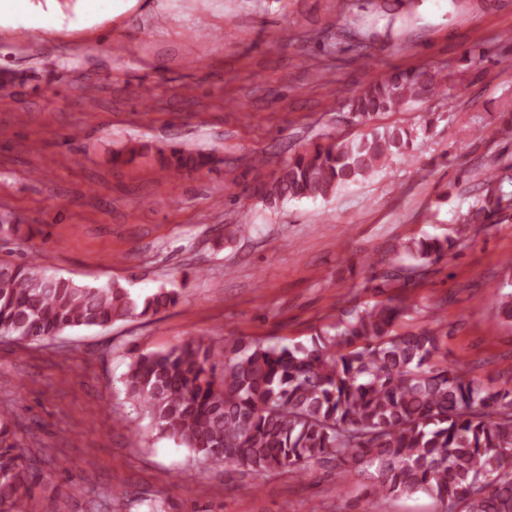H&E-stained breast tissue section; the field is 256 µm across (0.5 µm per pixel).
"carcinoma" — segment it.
I'll return each mask as SVG.
<instances>
[{"label": "carcinoma", "mask_w": 512, "mask_h": 512, "mask_svg": "<svg viewBox=\"0 0 512 512\" xmlns=\"http://www.w3.org/2000/svg\"><path fill=\"white\" fill-rule=\"evenodd\" d=\"M440 72L396 68L366 81L348 97L351 120L372 126L386 112L441 92ZM416 129L378 127L360 136H327L295 153L254 194L270 208L293 199L328 200L349 184L375 176L408 156ZM210 153L173 149L164 172L203 167ZM492 193L466 221L503 209ZM448 237L409 238L416 263L373 261L377 289L404 288L420 268L448 254ZM498 314L512 322V294H493ZM180 292L162 289L143 299L116 283L88 286L49 275L32 261H0V335L43 341L74 327L108 328L175 306ZM402 294L358 309L289 347L260 340L203 339L134 360L126 393L159 434L212 466L255 474L287 471L303 477L313 464H332L337 477L365 472L371 502L425 494L439 512H512V388L467 377L448 366L446 337L430 328L399 331ZM0 420V512L32 510L26 488L36 461L24 460Z\"/></svg>", "instance_id": "obj_1"}]
</instances>
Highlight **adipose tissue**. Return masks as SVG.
<instances>
[{
  "label": "adipose tissue",
  "mask_w": 512,
  "mask_h": 512,
  "mask_svg": "<svg viewBox=\"0 0 512 512\" xmlns=\"http://www.w3.org/2000/svg\"><path fill=\"white\" fill-rule=\"evenodd\" d=\"M145 0H0V38L20 45L43 41L97 44Z\"/></svg>",
  "instance_id": "1"
}]
</instances>
